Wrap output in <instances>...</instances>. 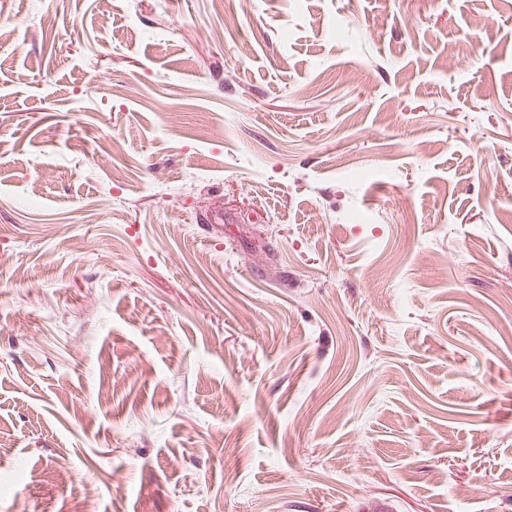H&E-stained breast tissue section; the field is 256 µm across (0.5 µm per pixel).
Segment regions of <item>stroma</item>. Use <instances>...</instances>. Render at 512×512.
Masks as SVG:
<instances>
[{
  "mask_svg": "<svg viewBox=\"0 0 512 512\" xmlns=\"http://www.w3.org/2000/svg\"><path fill=\"white\" fill-rule=\"evenodd\" d=\"M0 26V512H512V0Z\"/></svg>",
  "mask_w": 512,
  "mask_h": 512,
  "instance_id": "35a3bbf8",
  "label": "stroma"
}]
</instances>
